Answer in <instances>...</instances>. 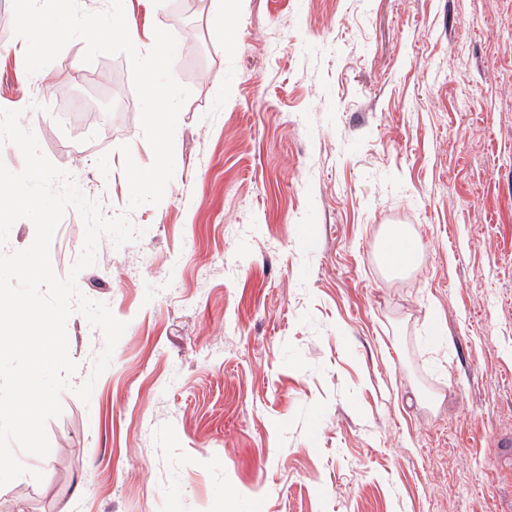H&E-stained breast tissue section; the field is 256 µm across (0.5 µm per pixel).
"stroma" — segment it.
I'll use <instances>...</instances> for the list:
<instances>
[{
	"label": "stroma",
	"mask_w": 512,
	"mask_h": 512,
	"mask_svg": "<svg viewBox=\"0 0 512 512\" xmlns=\"http://www.w3.org/2000/svg\"><path fill=\"white\" fill-rule=\"evenodd\" d=\"M191 94L142 236L77 285L127 324H66L77 370L51 456L0 512H512V0H130ZM69 42L0 108L103 215L150 166L129 59ZM423 264L381 270L386 225ZM85 225L51 244L66 277ZM39 470L42 481L31 473Z\"/></svg>",
	"instance_id": "35a3bbf8"
}]
</instances>
